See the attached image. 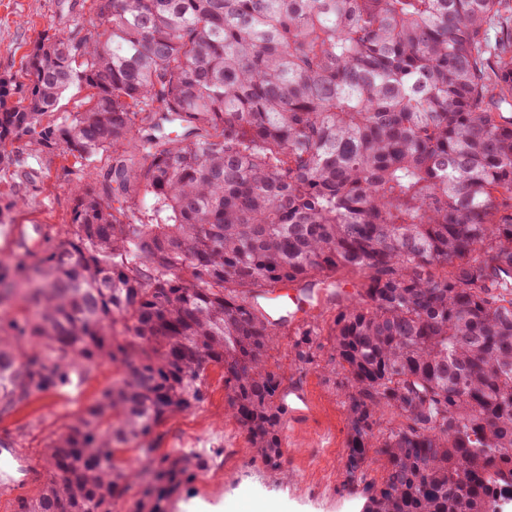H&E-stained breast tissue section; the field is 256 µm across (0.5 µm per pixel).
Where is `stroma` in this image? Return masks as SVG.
<instances>
[{
	"mask_svg": "<svg viewBox=\"0 0 512 512\" xmlns=\"http://www.w3.org/2000/svg\"><path fill=\"white\" fill-rule=\"evenodd\" d=\"M78 0H0V76L18 72L23 57L45 31H67L86 21ZM34 176L0 171V259L15 251L9 233L16 224H47L62 230L74 207L72 188L86 182L88 170L63 151L36 152L30 136L10 146ZM336 313L325 301L311 314L286 323L268 352L272 368L283 370L284 389L306 390L311 405L302 416L285 415L282 426L284 465L276 469L246 449L238 423L225 410L224 373L212 368L206 379L203 406L176 416L160 429V452L199 450L211 462L208 473L191 486L174 512H240L256 502L273 504L276 512H363L369 488L385 473V461L370 454L364 474L346 475L348 415L346 375L333 368L326 330ZM319 328L311 361L299 359L295 348L302 327ZM116 368L102 366L80 388L33 399L0 419V436L20 437L19 464L25 475L18 483L0 485V512H14L18 498L35 495L47 478L44 455L50 436L62 432L111 385Z\"/></svg>",
	"mask_w": 512,
	"mask_h": 512,
	"instance_id": "stroma-1",
	"label": "stroma"
}]
</instances>
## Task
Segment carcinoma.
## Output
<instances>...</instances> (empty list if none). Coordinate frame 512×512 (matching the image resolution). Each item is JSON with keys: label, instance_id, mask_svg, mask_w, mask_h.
I'll use <instances>...</instances> for the list:
<instances>
[{"label": "carcinoma", "instance_id": "obj_1", "mask_svg": "<svg viewBox=\"0 0 512 512\" xmlns=\"http://www.w3.org/2000/svg\"><path fill=\"white\" fill-rule=\"evenodd\" d=\"M25 82L0 77V168L21 133L91 166L63 237L0 262V419L122 368L46 445L15 512H170L206 455L156 456L224 369L248 447L283 464V326L259 292L359 274L327 335L347 374L365 512H497L512 497V0H82ZM72 90L80 109L63 119ZM178 126L170 136L162 124ZM139 209L131 222L117 200ZM24 292L30 312L7 306ZM300 333L299 357L315 343ZM390 414L399 423L378 435ZM134 446L139 470L120 453Z\"/></svg>", "mask_w": 512, "mask_h": 512}]
</instances>
